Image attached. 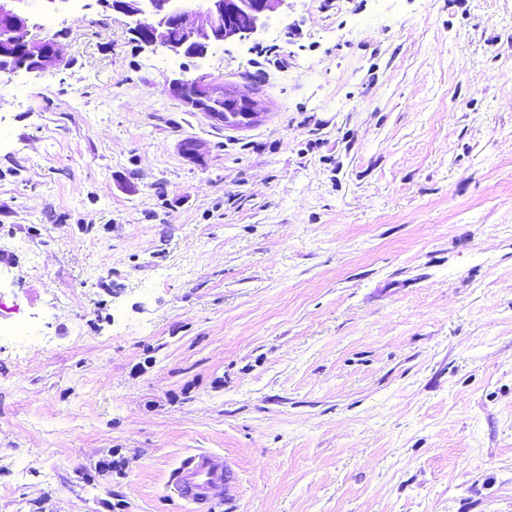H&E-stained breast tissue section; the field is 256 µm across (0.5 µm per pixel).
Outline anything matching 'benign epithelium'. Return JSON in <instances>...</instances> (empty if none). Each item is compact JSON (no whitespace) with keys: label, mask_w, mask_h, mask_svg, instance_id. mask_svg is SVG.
<instances>
[{"label":"benign epithelium","mask_w":512,"mask_h":512,"mask_svg":"<svg viewBox=\"0 0 512 512\" xmlns=\"http://www.w3.org/2000/svg\"><path fill=\"white\" fill-rule=\"evenodd\" d=\"M104 11L131 20L132 35L153 51L174 57L204 58L209 50L228 41H246L263 28L271 14L289 7V0H96ZM32 16L25 0H0V74H52L63 65L51 39L30 38ZM182 29L188 39L179 42L171 30ZM172 93L224 127L248 126L258 120L255 102L238 97L236 111L224 104V80L208 74L177 78Z\"/></svg>","instance_id":"benign-epithelium-1"}]
</instances>
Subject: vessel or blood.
I'll return each instance as SVG.
<instances>
[{"mask_svg":"<svg viewBox=\"0 0 512 512\" xmlns=\"http://www.w3.org/2000/svg\"><path fill=\"white\" fill-rule=\"evenodd\" d=\"M230 479L231 471L223 454L197 448L181 460L170 491L180 501L204 512L223 501Z\"/></svg>","mask_w":512,"mask_h":512,"instance_id":"1","label":"vessel or blood"}]
</instances>
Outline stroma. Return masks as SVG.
Wrapping results in <instances>:
<instances>
[{"label":"stroma","instance_id":"1","mask_svg":"<svg viewBox=\"0 0 512 512\" xmlns=\"http://www.w3.org/2000/svg\"><path fill=\"white\" fill-rule=\"evenodd\" d=\"M54 18L0 75V512H192L195 448L215 512H512V0H291L167 66ZM225 98L232 99L238 92L224 90V80L208 74H201L193 79H174L172 93L192 109L203 112L215 124L224 127L248 126L258 120L255 102L248 95L238 97L237 112H230L233 106L224 105ZM231 476L223 454L197 448L181 460L175 470L170 491L194 509L210 508L224 501Z\"/></svg>","mask_w":512,"mask_h":512}]
</instances>
